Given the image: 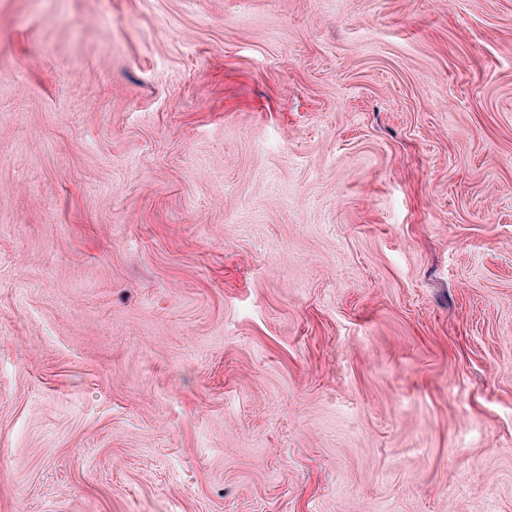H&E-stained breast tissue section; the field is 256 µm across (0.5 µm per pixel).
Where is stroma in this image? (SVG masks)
<instances>
[{
  "mask_svg": "<svg viewBox=\"0 0 512 512\" xmlns=\"http://www.w3.org/2000/svg\"><path fill=\"white\" fill-rule=\"evenodd\" d=\"M0 512H512V0H0Z\"/></svg>",
  "mask_w": 512,
  "mask_h": 512,
  "instance_id": "1",
  "label": "stroma"
}]
</instances>
